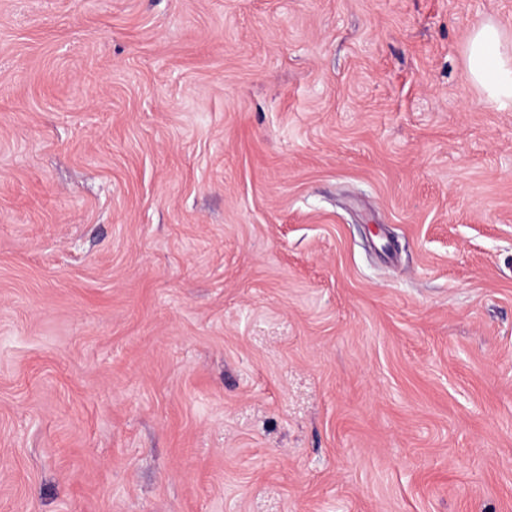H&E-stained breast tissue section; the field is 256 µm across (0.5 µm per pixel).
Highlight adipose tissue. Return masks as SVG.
Returning a JSON list of instances; mask_svg holds the SVG:
<instances>
[{"label": "adipose tissue", "mask_w": 512, "mask_h": 512, "mask_svg": "<svg viewBox=\"0 0 512 512\" xmlns=\"http://www.w3.org/2000/svg\"><path fill=\"white\" fill-rule=\"evenodd\" d=\"M466 74L489 101L512 107V38L495 23H482L472 31L466 45Z\"/></svg>", "instance_id": "adipose-tissue-1"}]
</instances>
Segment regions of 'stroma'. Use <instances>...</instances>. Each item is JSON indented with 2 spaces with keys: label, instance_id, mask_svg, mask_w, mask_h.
Wrapping results in <instances>:
<instances>
[{
  "label": "stroma",
  "instance_id": "1",
  "mask_svg": "<svg viewBox=\"0 0 512 512\" xmlns=\"http://www.w3.org/2000/svg\"><path fill=\"white\" fill-rule=\"evenodd\" d=\"M512 0H0V512H512ZM507 34L487 21L476 27L466 45L468 80L501 108L512 107V51Z\"/></svg>",
  "mask_w": 512,
  "mask_h": 512
}]
</instances>
